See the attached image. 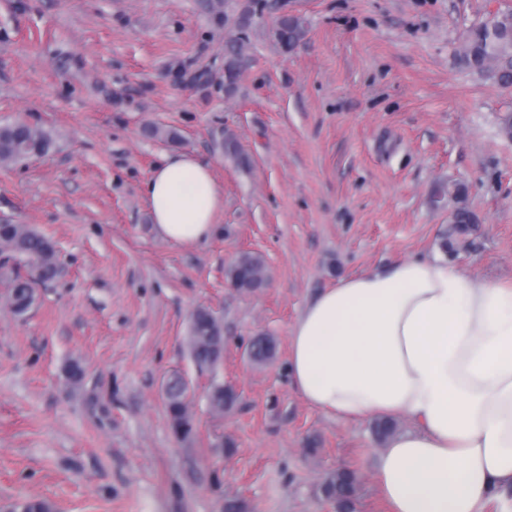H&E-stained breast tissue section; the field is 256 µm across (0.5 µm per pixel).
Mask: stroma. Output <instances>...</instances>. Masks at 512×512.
<instances>
[{
	"mask_svg": "<svg viewBox=\"0 0 512 512\" xmlns=\"http://www.w3.org/2000/svg\"><path fill=\"white\" fill-rule=\"evenodd\" d=\"M209 2L0 0V122L55 138L46 156L0 165V220L33 225L61 266L23 316L0 285V512L25 498L56 512H224L230 499L240 512H334L320 486L339 468L359 477L356 512H383L371 424L296 393L290 326L320 290L413 257L512 281V140L500 133L512 89L457 60L468 31L512 0H261L231 97ZM285 13L306 28L290 53L269 36ZM181 68L202 82H173ZM228 129L249 168L225 157ZM172 150L224 186L205 244L153 228L143 187ZM461 207L475 222L444 250ZM242 252L269 270L249 295L225 276ZM199 307L224 327L214 370L188 351ZM260 334L277 343L266 364L247 355ZM175 373L189 442L166 415ZM216 383L238 394L220 415ZM166 384V411L171 431L179 441L192 440L196 435V427L186 398V383L179 375H173Z\"/></svg>",
	"mask_w": 512,
	"mask_h": 512,
	"instance_id": "stroma-1",
	"label": "stroma"
}]
</instances>
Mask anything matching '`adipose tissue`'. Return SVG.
Masks as SVG:
<instances>
[{"label": "adipose tissue", "mask_w": 512, "mask_h": 512, "mask_svg": "<svg viewBox=\"0 0 512 512\" xmlns=\"http://www.w3.org/2000/svg\"><path fill=\"white\" fill-rule=\"evenodd\" d=\"M145 194L164 240L216 233L224 188L195 155L162 154ZM289 337L309 407L347 423L409 421L373 470L387 512H483L512 490V284L440 258L369 268L320 291Z\"/></svg>", "instance_id": "ef3b65f1"}]
</instances>
